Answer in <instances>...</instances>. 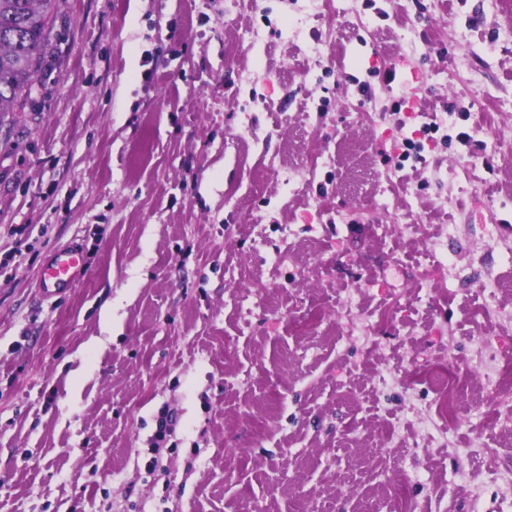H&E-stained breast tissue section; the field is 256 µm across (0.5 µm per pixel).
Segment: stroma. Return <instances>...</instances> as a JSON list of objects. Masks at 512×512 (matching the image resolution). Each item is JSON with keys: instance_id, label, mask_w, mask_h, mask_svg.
Segmentation results:
<instances>
[{"instance_id": "obj_1", "label": "stroma", "mask_w": 512, "mask_h": 512, "mask_svg": "<svg viewBox=\"0 0 512 512\" xmlns=\"http://www.w3.org/2000/svg\"><path fill=\"white\" fill-rule=\"evenodd\" d=\"M55 27L0 126V512H512V0ZM84 254L79 242L53 251L42 268L40 288L45 298H53L72 288L83 273Z\"/></svg>"}]
</instances>
